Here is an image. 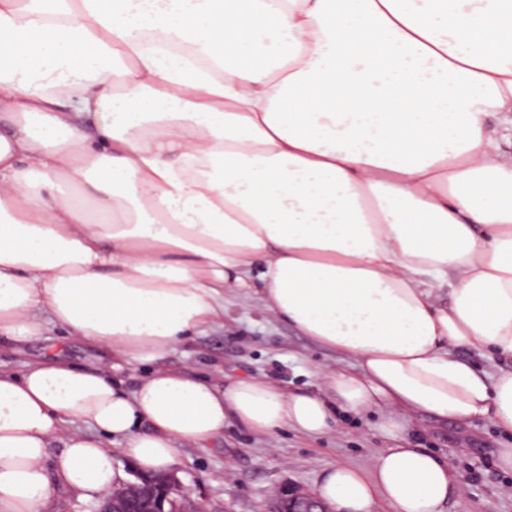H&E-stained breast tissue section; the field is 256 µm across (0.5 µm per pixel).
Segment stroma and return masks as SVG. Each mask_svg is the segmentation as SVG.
Segmentation results:
<instances>
[{
  "label": "stroma",
  "instance_id": "35a3bbf8",
  "mask_svg": "<svg viewBox=\"0 0 512 512\" xmlns=\"http://www.w3.org/2000/svg\"><path fill=\"white\" fill-rule=\"evenodd\" d=\"M223 325L207 329L176 346L164 363L215 380L228 376L270 380L295 388H312L318 365H336L335 355L301 336L288 324L267 318L255 300L227 295ZM57 350L71 363L87 364L91 349L82 341L53 330L45 342L15 346L0 337V367L19 371L25 362ZM391 438L367 415L343 413L336 433L310 439L288 431L257 438L227 426L224 436L207 449H184L173 471L193 488L198 512H265L281 484L312 489L324 467L345 462L367 467ZM421 447L452 460L458 489L449 512H512V472L492 461L501 436L489 420L466 425L426 422L417 437Z\"/></svg>",
  "mask_w": 512,
  "mask_h": 512
}]
</instances>
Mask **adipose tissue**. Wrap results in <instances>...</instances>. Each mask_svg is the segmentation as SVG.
<instances>
[{"label": "adipose tissue", "instance_id": "obj_1", "mask_svg": "<svg viewBox=\"0 0 512 512\" xmlns=\"http://www.w3.org/2000/svg\"><path fill=\"white\" fill-rule=\"evenodd\" d=\"M229 291L340 366L311 390L163 366ZM54 326L97 357L0 370V512L341 411L394 443L316 497L446 512L417 420L512 438V0H0V335Z\"/></svg>", "mask_w": 512, "mask_h": 512}]
</instances>
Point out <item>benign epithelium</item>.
<instances>
[{"label": "benign epithelium", "mask_w": 512, "mask_h": 512, "mask_svg": "<svg viewBox=\"0 0 512 512\" xmlns=\"http://www.w3.org/2000/svg\"><path fill=\"white\" fill-rule=\"evenodd\" d=\"M191 501V491L171 473L162 472L149 478L136 476V481L115 489L104 497L94 512H176L175 497ZM269 512H329L313 494L288 484L275 494Z\"/></svg>", "instance_id": "benign-epithelium-1"}]
</instances>
